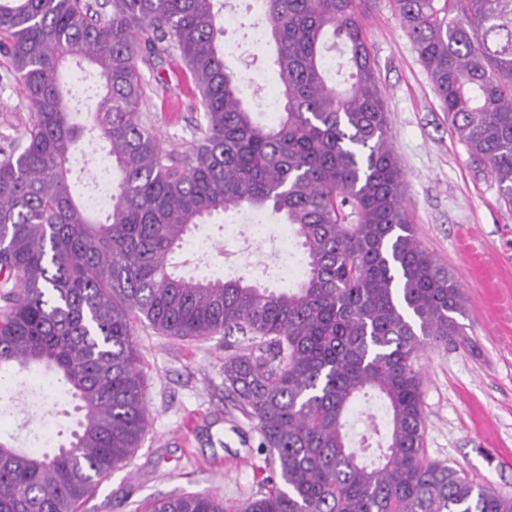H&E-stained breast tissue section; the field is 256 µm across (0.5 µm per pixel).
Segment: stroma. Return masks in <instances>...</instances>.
I'll return each mask as SVG.
<instances>
[{
  "label": "stroma",
  "mask_w": 512,
  "mask_h": 512,
  "mask_svg": "<svg viewBox=\"0 0 512 512\" xmlns=\"http://www.w3.org/2000/svg\"><path fill=\"white\" fill-rule=\"evenodd\" d=\"M238 14L232 38L239 48L225 50L224 60L238 75L256 74L261 90L249 106L267 122L272 115L261 110V99L277 95L278 87L268 55L250 45L256 0L240 5ZM366 24L413 225L466 297L458 319L462 341L428 350L421 360L424 454L512 497V207L500 199L487 163L452 134L393 0H377ZM138 66L147 81L144 121L166 149L190 156L203 114L185 62L175 53ZM32 110L0 56V141L16 137ZM232 220L216 214L193 230L174 256L179 273H249L270 287L291 284L297 265L281 264L273 249L252 251L244 238L228 237ZM137 336L148 428L132 458L98 485L80 512H146L153 499L172 493L215 492L237 505L265 491L267 452L254 423L224 398V337L187 342L145 326ZM26 378L12 376L0 394V435L21 448L36 447L43 432L53 444L68 443L78 419L73 403L57 412L54 395L36 400Z\"/></svg>",
  "instance_id": "35a3bbf8"
}]
</instances>
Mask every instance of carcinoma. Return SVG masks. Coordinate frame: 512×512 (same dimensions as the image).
<instances>
[{"instance_id":"cac0c4a2","label":"carcinoma","mask_w":512,"mask_h":512,"mask_svg":"<svg viewBox=\"0 0 512 512\" xmlns=\"http://www.w3.org/2000/svg\"><path fill=\"white\" fill-rule=\"evenodd\" d=\"M262 2L271 123L224 66L220 0H0V55L35 109L25 144L0 146V373L55 368L81 414L51 456L0 438V512H78L139 448V325L246 341L224 357V394L255 423L270 471L236 508L183 493L148 512H512V498L424 457L420 358L461 335L465 298L410 219L364 28L375 0ZM394 2L453 132L512 206V0ZM338 43L349 79L330 86ZM175 51L204 119L188 161L142 119L136 59ZM73 59L100 79L91 130L119 175L102 218L73 187L82 130L60 79ZM235 210L288 224L305 255L295 287L175 273L188 234ZM368 395L386 408V442L353 448L350 409Z\"/></svg>"}]
</instances>
